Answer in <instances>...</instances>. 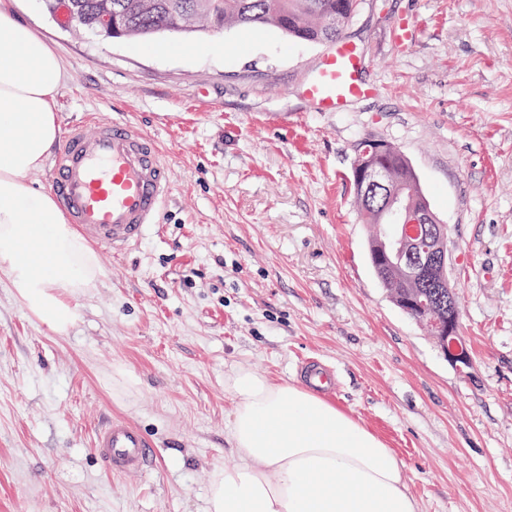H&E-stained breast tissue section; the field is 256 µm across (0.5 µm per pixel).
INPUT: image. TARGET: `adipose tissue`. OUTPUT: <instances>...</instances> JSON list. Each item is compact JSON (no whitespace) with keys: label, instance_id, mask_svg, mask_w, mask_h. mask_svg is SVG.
<instances>
[{"label":"adipose tissue","instance_id":"ef3b65f1","mask_svg":"<svg viewBox=\"0 0 512 512\" xmlns=\"http://www.w3.org/2000/svg\"><path fill=\"white\" fill-rule=\"evenodd\" d=\"M57 53L0 0V272L23 309L57 332L73 296L100 273L55 197L28 179L62 135ZM227 422L235 462L208 492V512H419L391 448L318 390L238 368Z\"/></svg>","mask_w":512,"mask_h":512}]
</instances>
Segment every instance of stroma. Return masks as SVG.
<instances>
[{
  "instance_id": "35a3bbf8",
  "label": "stroma",
  "mask_w": 512,
  "mask_h": 512,
  "mask_svg": "<svg viewBox=\"0 0 512 512\" xmlns=\"http://www.w3.org/2000/svg\"><path fill=\"white\" fill-rule=\"evenodd\" d=\"M14 9L63 63L62 128L138 124L174 186L138 245L99 251L66 332L0 274V512H207L233 461L225 378L296 380L310 358L403 462L420 512H512V0H362L344 37L374 90L339 112L303 94L324 45L273 26L111 41L61 29L42 0ZM364 140L407 156L448 226L466 370L368 264L351 173ZM110 417L154 443L152 472L99 459Z\"/></svg>"
}]
</instances>
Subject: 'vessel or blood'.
<instances>
[{"label": "vessel or blood", "mask_w": 512, "mask_h": 512, "mask_svg": "<svg viewBox=\"0 0 512 512\" xmlns=\"http://www.w3.org/2000/svg\"><path fill=\"white\" fill-rule=\"evenodd\" d=\"M364 60L346 40L323 55L304 97L321 112H337L371 94L362 81ZM48 186L72 224L94 246L120 255L137 245L173 186L158 142L127 121L90 117L72 125L51 160ZM94 448L117 475L144 473L156 462L153 444L130 422L108 419Z\"/></svg>", "instance_id": "b4317fda"}]
</instances>
